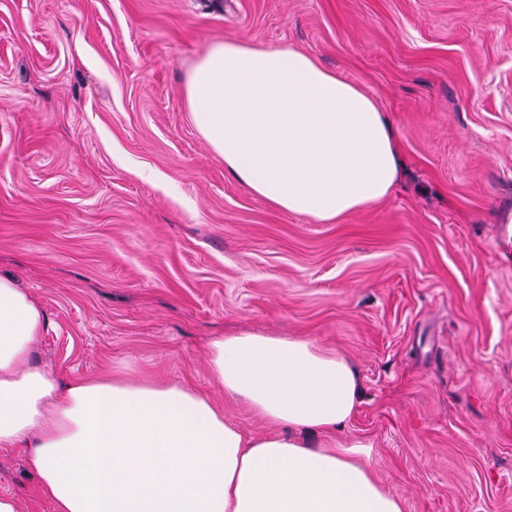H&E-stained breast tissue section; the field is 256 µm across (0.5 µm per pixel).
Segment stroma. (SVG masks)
Listing matches in <instances>:
<instances>
[{
	"label": "stroma",
	"instance_id": "1",
	"mask_svg": "<svg viewBox=\"0 0 512 512\" xmlns=\"http://www.w3.org/2000/svg\"><path fill=\"white\" fill-rule=\"evenodd\" d=\"M292 44L386 112L404 167L335 224L274 208L194 127L211 42ZM512 0H0V275L63 383L131 364L209 393L230 332L335 348L343 433L405 512H512ZM0 495L53 512L25 451Z\"/></svg>",
	"mask_w": 512,
	"mask_h": 512
}]
</instances>
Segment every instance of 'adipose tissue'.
<instances>
[{"mask_svg":"<svg viewBox=\"0 0 512 512\" xmlns=\"http://www.w3.org/2000/svg\"><path fill=\"white\" fill-rule=\"evenodd\" d=\"M186 94L228 172L280 210L334 223L400 179L387 114L292 45L213 42ZM44 329L31 296L0 276V447L25 449L54 512H404L369 443L324 440L359 402L339 353L298 336L212 338V379L274 428L249 437L206 395L124 368L60 383L31 361Z\"/></svg>","mask_w":512,"mask_h":512,"instance_id":"1","label":"adipose tissue"}]
</instances>
